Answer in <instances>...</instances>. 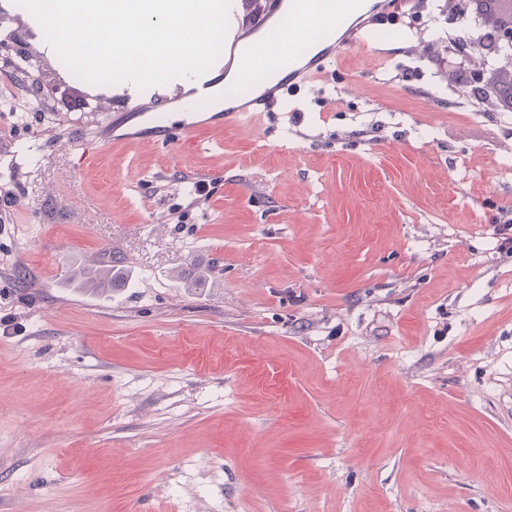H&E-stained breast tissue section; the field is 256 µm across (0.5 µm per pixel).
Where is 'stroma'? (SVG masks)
Segmentation results:
<instances>
[{
    "mask_svg": "<svg viewBox=\"0 0 512 512\" xmlns=\"http://www.w3.org/2000/svg\"><path fill=\"white\" fill-rule=\"evenodd\" d=\"M444 4L178 167L32 41L70 95L0 112V512H512V117L428 106Z\"/></svg>",
    "mask_w": 512,
    "mask_h": 512,
    "instance_id": "stroma-1",
    "label": "stroma"
}]
</instances>
